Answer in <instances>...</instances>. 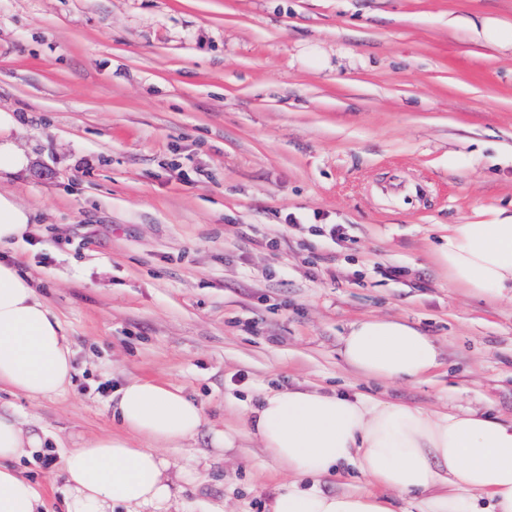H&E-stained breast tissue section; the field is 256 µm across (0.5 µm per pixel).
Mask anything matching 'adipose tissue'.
Listing matches in <instances>:
<instances>
[{"label": "adipose tissue", "instance_id": "1", "mask_svg": "<svg viewBox=\"0 0 512 512\" xmlns=\"http://www.w3.org/2000/svg\"><path fill=\"white\" fill-rule=\"evenodd\" d=\"M34 212L0 192V249L22 241ZM448 283L471 294L512 296V216L496 224H452L437 254ZM345 362L381 382L422 381L440 365L433 338L395 319L352 323L342 343ZM74 373L69 333L17 262L0 261V391L53 399ZM117 432L84 440L63 459V512H181L186 468L161 456L206 427L204 407L180 389L133 378L115 394ZM260 443L290 476L272 512H395V498L418 512H512V416L424 409L317 389L265 394L241 432L212 430L213 448L236 436ZM45 441L0 413V512H39L36 486L13 468ZM353 466L361 489L320 490L322 479Z\"/></svg>", "mask_w": 512, "mask_h": 512}]
</instances>
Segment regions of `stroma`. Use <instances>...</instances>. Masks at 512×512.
I'll use <instances>...</instances> for the list:
<instances>
[{
  "label": "stroma",
  "mask_w": 512,
  "mask_h": 512,
  "mask_svg": "<svg viewBox=\"0 0 512 512\" xmlns=\"http://www.w3.org/2000/svg\"><path fill=\"white\" fill-rule=\"evenodd\" d=\"M485 18L511 27L512 0H0V111L29 159L0 191L34 212L13 251L74 351L62 396L0 392L54 450L15 463L43 512L130 378L220 429L288 387L512 415V299L436 261L449 225L512 214V48L477 37ZM371 316L435 339L428 381L345 362ZM209 441L161 451L206 460L184 512H272L287 471Z\"/></svg>",
  "instance_id": "35a3bbf8"
}]
</instances>
